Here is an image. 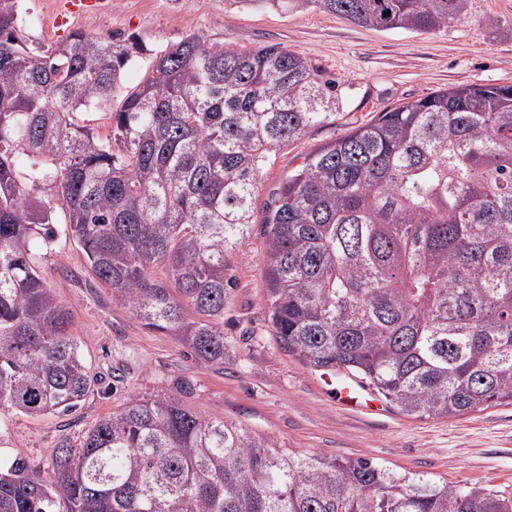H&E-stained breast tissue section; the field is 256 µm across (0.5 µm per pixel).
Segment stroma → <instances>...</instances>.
I'll list each match as a JSON object with an SVG mask.
<instances>
[{
  "label": "stroma",
  "mask_w": 512,
  "mask_h": 512,
  "mask_svg": "<svg viewBox=\"0 0 512 512\" xmlns=\"http://www.w3.org/2000/svg\"><path fill=\"white\" fill-rule=\"evenodd\" d=\"M16 5L42 18V26L27 33L45 47L75 30L135 36L146 52L124 72L129 87L143 80L150 54L191 34L234 50L278 44L316 64L336 83V119L273 156L263 171L260 207L307 155L379 112L442 88L512 85V0H470L465 15L424 35L363 28L315 7L281 12L240 8L231 0H112L110 9L66 20L58 0ZM54 219L57 235L40 249L39 269L70 310V333L96 383L69 415L0 410L1 461L19 455L45 472L52 448L78 447L87 429L128 398L166 393L203 418L242 421L301 453L359 457L452 485L512 492V405L452 418L409 416L392 405L373 418L338 407L319 371L279 348L264 300L265 224H252L233 254L238 288L224 310L227 357L223 365L203 367L179 337L149 330L131 309L113 305L109 289L65 235L64 209L55 208Z\"/></svg>",
  "instance_id": "1"
}]
</instances>
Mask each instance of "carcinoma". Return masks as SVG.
Masks as SVG:
<instances>
[{"instance_id": "cac0c4a2", "label": "carcinoma", "mask_w": 512, "mask_h": 512, "mask_svg": "<svg viewBox=\"0 0 512 512\" xmlns=\"http://www.w3.org/2000/svg\"><path fill=\"white\" fill-rule=\"evenodd\" d=\"M315 6L376 30L433 33L469 0H233ZM137 39L73 32L29 47L0 8V409L68 413L93 379L38 251L67 213L112 303L222 366L232 254L272 154L336 118L331 81L278 44L196 35L135 88ZM103 112L112 138L77 123ZM263 279L275 341L410 415L512 405V85L399 104L309 154L272 193ZM193 307L196 318L186 316ZM51 472L0 464V512H512V494L363 458L301 454L176 396H134Z\"/></svg>"}]
</instances>
